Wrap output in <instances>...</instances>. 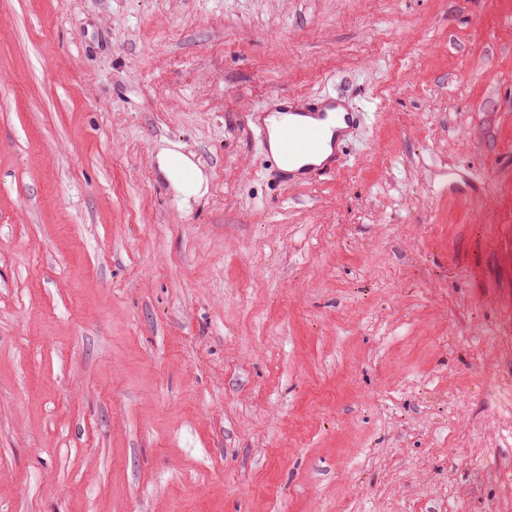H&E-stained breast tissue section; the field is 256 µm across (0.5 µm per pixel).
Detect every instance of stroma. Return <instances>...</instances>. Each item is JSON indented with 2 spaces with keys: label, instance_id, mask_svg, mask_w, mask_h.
Masks as SVG:
<instances>
[{
  "label": "stroma",
  "instance_id": "1",
  "mask_svg": "<svg viewBox=\"0 0 512 512\" xmlns=\"http://www.w3.org/2000/svg\"><path fill=\"white\" fill-rule=\"evenodd\" d=\"M507 328L512 0H0V512H512ZM274 107L265 108L261 112H250L248 121L262 136L267 148L271 150V139L276 123L280 122L283 115H292L288 131L278 136L277 153L272 155L279 162V167L285 161L292 162L294 158L314 159L318 157L325 144V136L328 124L336 122V128L328 129L327 145L317 163L325 159L331 153L330 140L333 133V154L320 164L308 162H294L290 169H300L298 173L288 172L286 182L295 185H307L323 176L335 173L342 164L343 156L336 153V147H341L351 137L359 116L365 112H348L335 97H326L314 102H291L286 95H275L271 98ZM277 104V105H276ZM304 120L293 123L296 117ZM339 123L346 128L337 126ZM272 151V150H271ZM160 164L182 195L191 197L197 195L202 190L205 181L200 171L195 168L186 156L176 151L167 150L161 154ZM185 168L190 169L193 173L189 181L182 180L180 175V169Z\"/></svg>",
  "mask_w": 512,
  "mask_h": 512
}]
</instances>
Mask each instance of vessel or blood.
I'll return each instance as SVG.
<instances>
[{
  "mask_svg": "<svg viewBox=\"0 0 512 512\" xmlns=\"http://www.w3.org/2000/svg\"><path fill=\"white\" fill-rule=\"evenodd\" d=\"M273 105L248 115V121L257 129L264 141H276L278 162L302 159L298 172L287 175L288 182L306 185L323 176L336 172L343 164L338 149L351 137L358 115L347 111L334 97L314 102L295 103L284 95H275ZM295 116L287 132L275 134L274 126L283 115ZM332 142L336 149L329 158H322L325 142Z\"/></svg>",
  "mask_w": 512,
  "mask_h": 512,
  "instance_id": "1",
  "label": "vessel or blood"
}]
</instances>
